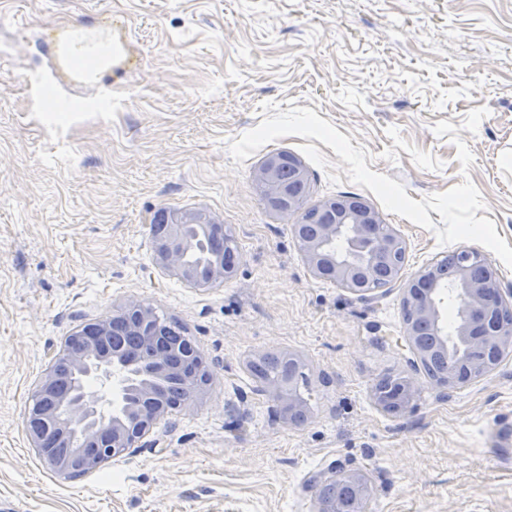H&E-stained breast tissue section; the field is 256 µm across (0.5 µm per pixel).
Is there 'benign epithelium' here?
Returning a JSON list of instances; mask_svg holds the SVG:
<instances>
[{
  "mask_svg": "<svg viewBox=\"0 0 512 512\" xmlns=\"http://www.w3.org/2000/svg\"><path fill=\"white\" fill-rule=\"evenodd\" d=\"M284 158L268 156L256 169L254 182L279 201L276 212L303 213L301 185H311L309 169L299 160L288 162V182L280 176ZM167 230L155 236L156 261L191 288H210L233 276L241 256L224 234V224L204 210L166 212ZM304 261L317 279L332 282L365 297L379 284L398 280L402 265L395 257L407 246L391 224L366 200L336 196L318 206V221L293 225ZM344 234L362 259L334 255L330 242ZM207 240L212 253L206 271L192 264V243ZM453 266L461 313L452 333L441 326L435 300L441 280ZM402 305L407 313L405 336L412 353L409 363L418 369L437 361L451 362L436 385L455 388L489 376L501 360L512 354V289H504L490 260L473 250H459L425 268L408 282ZM121 319V333L134 336L139 348L130 350L112 341L113 321ZM171 325L155 319L154 310L131 301L105 320L83 325L65 337L37 385L26 419L32 447L49 470L63 479H76L121 457L150 435L156 425L175 410L193 407L210 380L206 361L191 343L180 345ZM298 357L288 364V375L265 383L266 392L290 425H302L307 409L289 384ZM70 371L75 382L63 387L58 372ZM186 390L177 395L170 387ZM416 392L407 377H380L373 398L387 414L404 413ZM309 488L316 512H344V505L374 491L360 470L332 463L316 473Z\"/></svg>",
  "mask_w": 512,
  "mask_h": 512,
  "instance_id": "7a95c632",
  "label": "benign epithelium"
}]
</instances>
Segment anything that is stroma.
Returning a JSON list of instances; mask_svg holds the SVG:
<instances>
[{
	"instance_id": "stroma-1",
	"label": "stroma",
	"mask_w": 512,
	"mask_h": 512,
	"mask_svg": "<svg viewBox=\"0 0 512 512\" xmlns=\"http://www.w3.org/2000/svg\"><path fill=\"white\" fill-rule=\"evenodd\" d=\"M76 19L123 50L111 111H29L28 69L54 64L46 24ZM268 101L332 122L413 200L471 177L512 247V0H0V512H314L307 480L334 462L370 476L367 512H512V355L448 390L411 368L404 339L405 286L459 243L387 212L407 243L397 282L362 298L314 278L254 170L285 150L311 173L310 203L374 195L314 138L234 164L229 143ZM442 120L469 170L434 135ZM161 208L230 226L237 272L203 290L168 276L151 233ZM132 300L185 327L212 370L203 400L132 453L58 479L26 433L31 394L64 336ZM270 351L309 368L303 426L245 368ZM386 374L417 385L398 416L372 396Z\"/></svg>"
}]
</instances>
